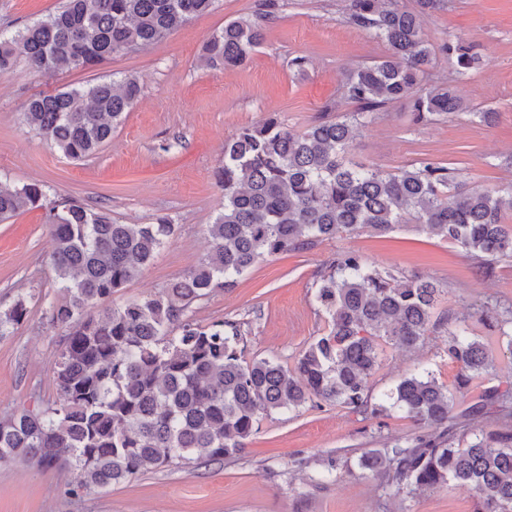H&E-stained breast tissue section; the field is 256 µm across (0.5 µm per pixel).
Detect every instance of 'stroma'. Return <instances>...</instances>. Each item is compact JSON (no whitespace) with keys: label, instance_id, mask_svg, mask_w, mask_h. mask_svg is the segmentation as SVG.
I'll return each mask as SVG.
<instances>
[{"label":"stroma","instance_id":"1","mask_svg":"<svg viewBox=\"0 0 512 512\" xmlns=\"http://www.w3.org/2000/svg\"><path fill=\"white\" fill-rule=\"evenodd\" d=\"M64 0H0V32L13 35L58 10ZM347 0H216L213 9L189 20L163 40L112 56L89 70L45 74L25 63L0 75V175L8 184L37 182L49 197L75 199L121 224H147L166 216L177 234L115 303L159 290L189 274L206 257V234L224 205L214 172L224 143L245 125L277 116L292 131L307 129L320 115L344 116L356 103L344 92L348 74L382 57L384 45L348 20ZM263 18V43L243 68H204L205 42L224 24ZM431 47L424 87L446 86L456 61L444 50L459 39L484 60L461 84L466 113L414 123L407 101L377 110L360 129L352 162L386 171L437 163L459 170L467 188L512 184V0H448L423 18ZM303 57L304 71L291 64ZM134 76L141 94L98 154L73 161L22 124L27 100L102 77ZM493 112L492 123L479 119ZM43 209L0 222V311L25 298L29 312L12 335L0 339V417L33 405L49 406L59 394L53 370L65 347L52 325L48 302L56 298L54 248ZM355 252L369 265L395 276L417 274L443 290L436 313L463 318L491 310L512 316V257L483 260L411 226L382 237L340 235L301 252L257 263L230 290L194 302L190 313L206 325L226 318L241 324L247 357L294 365L328 331L313 301L315 284L336 258ZM493 367L460 399L468 407L482 390L512 381V350L496 322L473 323ZM447 327L424 337L413 350L387 344L369 383L379 398L414 370L431 371L453 384L459 366L445 351ZM404 414L365 418L323 405L280 411L261 419L246 449L221 463L166 467L105 489L72 495L74 472L34 463H0V512H473L475 494L455 483L416 494H394L364 475L360 456L423 434ZM346 470L328 474L327 456Z\"/></svg>","mask_w":512,"mask_h":512}]
</instances>
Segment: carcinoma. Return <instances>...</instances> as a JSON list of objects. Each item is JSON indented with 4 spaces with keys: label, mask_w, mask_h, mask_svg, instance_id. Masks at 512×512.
<instances>
[{
    "label": "carcinoma",
    "mask_w": 512,
    "mask_h": 512,
    "mask_svg": "<svg viewBox=\"0 0 512 512\" xmlns=\"http://www.w3.org/2000/svg\"><path fill=\"white\" fill-rule=\"evenodd\" d=\"M214 2L65 0L16 35H0V74L15 67L18 46L34 71L91 69L160 41L211 11ZM444 3L416 0V8L406 10L400 0H349L351 23L386 48L384 57L358 67L345 83L358 111L342 119L324 115L300 133L274 115L241 128L224 144V164L215 171L224 207L207 225V257L158 292L112 301L175 236L178 227L169 217L119 224L76 200L49 198L38 183L0 184L1 222L45 210L61 294L48 314L66 336L54 371L60 404L1 418L0 462L72 469L77 482L69 493L76 494L164 467L221 463L240 454L260 420L277 411L326 403L378 417L397 409L435 432L375 450L360 468L398 492L464 484L476 494L475 512H512V432H481L464 448L456 444L458 417L473 425L512 400L509 388L487 389L455 413L457 394L490 369L487 348L468 319L448 332V359L460 368L455 390L423 370L404 376L378 402L368 394L380 341L411 349L433 327L434 283L417 276L399 280L370 268L360 254L341 255L314 294L329 331L289 368L247 358L240 323L200 325L187 315L192 303L234 287L256 263L340 233L385 235L413 223L488 262L512 256V224L503 215L512 209L511 189L467 190L455 170L437 163L389 172L347 159L363 119L389 102L409 101L418 124L463 111L458 86H420L431 57L421 18ZM261 39L260 20L230 21L208 39L200 62L241 66ZM446 51L456 59L459 82L481 62L463 41L448 43ZM139 94L133 76L40 92L27 100L23 124L80 161L112 138ZM27 314L23 298L0 311V338Z\"/></svg>",
    "instance_id": "1"
}]
</instances>
